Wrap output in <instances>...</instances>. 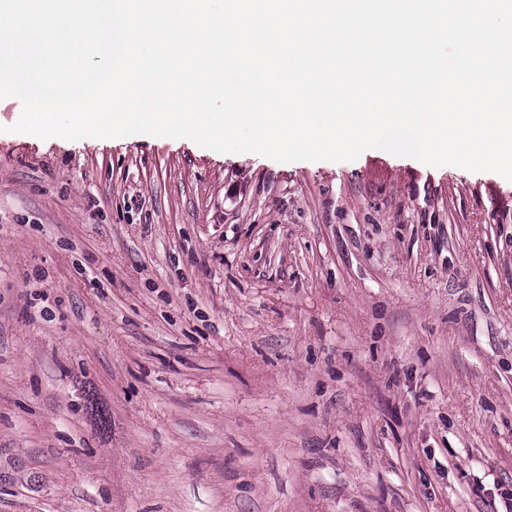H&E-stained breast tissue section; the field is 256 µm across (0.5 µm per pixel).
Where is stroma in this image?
I'll return each instance as SVG.
<instances>
[{
	"instance_id": "35a3bbf8",
	"label": "stroma",
	"mask_w": 512,
	"mask_h": 512,
	"mask_svg": "<svg viewBox=\"0 0 512 512\" xmlns=\"http://www.w3.org/2000/svg\"><path fill=\"white\" fill-rule=\"evenodd\" d=\"M0 512H512V181L13 132Z\"/></svg>"
}]
</instances>
